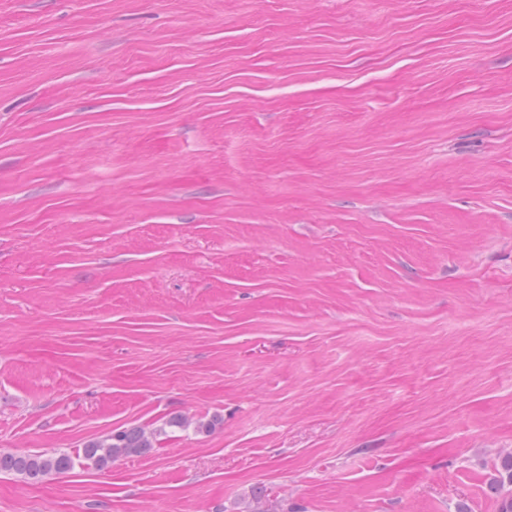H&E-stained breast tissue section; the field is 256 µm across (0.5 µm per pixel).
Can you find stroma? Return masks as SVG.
<instances>
[{
  "instance_id": "obj_1",
  "label": "stroma",
  "mask_w": 512,
  "mask_h": 512,
  "mask_svg": "<svg viewBox=\"0 0 512 512\" xmlns=\"http://www.w3.org/2000/svg\"><path fill=\"white\" fill-rule=\"evenodd\" d=\"M132 426L0 512H498L512 0H0V452Z\"/></svg>"
}]
</instances>
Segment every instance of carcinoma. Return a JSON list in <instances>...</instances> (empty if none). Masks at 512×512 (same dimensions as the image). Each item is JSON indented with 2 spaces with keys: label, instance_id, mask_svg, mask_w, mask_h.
<instances>
[{
  "label": "carcinoma",
  "instance_id": "obj_1",
  "mask_svg": "<svg viewBox=\"0 0 512 512\" xmlns=\"http://www.w3.org/2000/svg\"><path fill=\"white\" fill-rule=\"evenodd\" d=\"M155 434L141 427H130L103 440L87 442L76 454L52 452L15 455L0 453V473L17 475L29 483H38L52 473L70 471L77 465L105 469L121 458L140 455L154 447ZM502 472L495 487L500 493L499 512H512V456L501 463Z\"/></svg>",
  "mask_w": 512,
  "mask_h": 512
}]
</instances>
